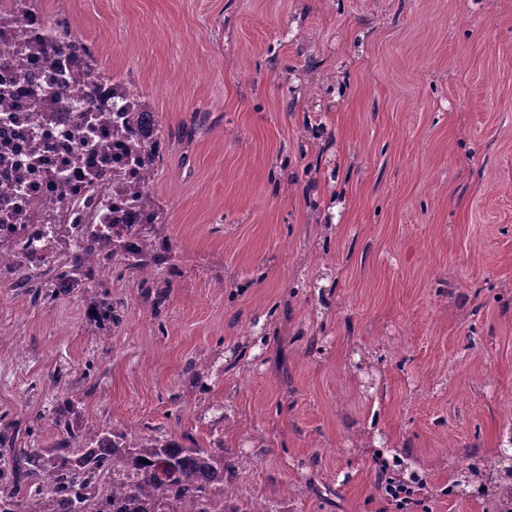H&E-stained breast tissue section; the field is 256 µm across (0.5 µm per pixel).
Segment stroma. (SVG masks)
<instances>
[{"mask_svg": "<svg viewBox=\"0 0 512 512\" xmlns=\"http://www.w3.org/2000/svg\"><path fill=\"white\" fill-rule=\"evenodd\" d=\"M163 134L149 276L0 271V434L65 392L223 450L233 505L499 512L512 483V0H36ZM164 285L155 303L153 284ZM106 290L102 328L82 288Z\"/></svg>", "mask_w": 512, "mask_h": 512, "instance_id": "1", "label": "stroma"}]
</instances>
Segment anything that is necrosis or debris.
Segmentation results:
<instances>
[{
    "instance_id": "1",
    "label": "necrosis or debris",
    "mask_w": 512,
    "mask_h": 512,
    "mask_svg": "<svg viewBox=\"0 0 512 512\" xmlns=\"http://www.w3.org/2000/svg\"><path fill=\"white\" fill-rule=\"evenodd\" d=\"M17 37L35 45L30 73L47 91L41 98L30 97L11 85L10 68L0 65V185L5 188L0 208L17 206L27 224H34L38 208L68 210L91 191L114 203L118 218L130 222L125 197L112 187V163L121 160L122 150L106 134L112 126L116 87L104 79L83 80L65 53L44 54L46 26L37 15L28 17ZM76 102L100 112L105 131L101 149H94L78 132L69 110ZM27 224L1 226L0 235L26 240Z\"/></svg>"
}]
</instances>
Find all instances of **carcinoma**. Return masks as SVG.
<instances>
[{"label": "carcinoma", "instance_id": "cac0c4a2", "mask_svg": "<svg viewBox=\"0 0 512 512\" xmlns=\"http://www.w3.org/2000/svg\"><path fill=\"white\" fill-rule=\"evenodd\" d=\"M57 46L69 48L81 58L79 74L93 80L100 77L87 46L59 23L45 22ZM29 48L17 42L0 49L19 73L24 74ZM137 116L128 115L129 104L112 105V138L121 139L132 133V123L154 119L138 101ZM71 111L80 114V128L93 133L100 118L85 107ZM160 130L150 125V135L129 141L127 161L146 171L158 158ZM133 207L145 215L143 224L107 225V230L74 237L67 224L57 217L47 224H35L28 244L20 245L11 238L0 237V262L18 276L24 288L34 289L36 297L50 298L53 293L73 288L81 281L82 272L104 260L127 270L146 274L167 263L150 234L157 213L150 208L148 193L134 191ZM100 205L92 197L76 203L74 224L93 219ZM47 259L37 258L39 251ZM86 307L105 319L115 317V307L107 293L93 288L84 290ZM72 400L64 396L52 418L57 438L46 446H16V440L3 439L8 453L0 465V512H263L261 505L245 508L226 507L228 489L224 486V453L209 448H190L172 435H143L128 439L121 428L110 427L86 439L71 423Z\"/></svg>", "mask_w": 512, "mask_h": 512}]
</instances>
